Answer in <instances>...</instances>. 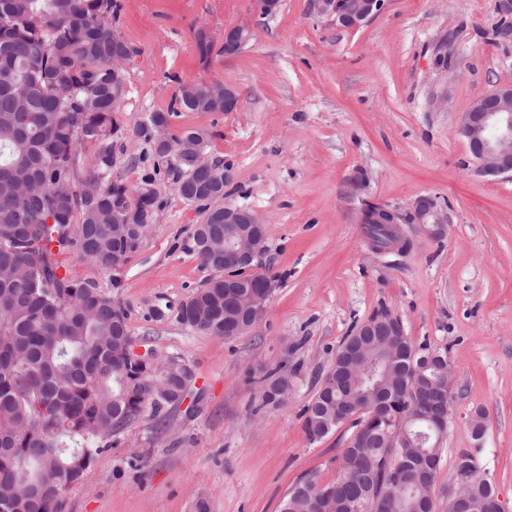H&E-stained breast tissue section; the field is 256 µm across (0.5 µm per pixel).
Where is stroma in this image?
I'll list each match as a JSON object with an SVG mask.
<instances>
[{"label": "stroma", "mask_w": 512, "mask_h": 512, "mask_svg": "<svg viewBox=\"0 0 512 512\" xmlns=\"http://www.w3.org/2000/svg\"><path fill=\"white\" fill-rule=\"evenodd\" d=\"M115 2L112 25L135 50L117 114L124 127L167 111L185 84L238 90L237 111L180 112L171 125L207 131L206 154L231 170L226 202L266 224L262 271L277 287L246 334L182 325L180 304L210 276L190 249L202 217L174 190L178 168L157 164L138 138L118 143L113 176L135 188L153 180L151 233L114 270L59 260L120 302L139 348L185 359L198 404L163 431L144 420L121 432L65 491L66 512H194L202 497L211 512H278L303 473L333 480L351 430L310 441L304 411L352 328L383 309L415 345L446 353L454 374L437 512H448V476L463 453L512 512V178L482 174L457 132L479 95L512 84L496 0H384L356 30L313 0H282L267 18L255 0ZM238 23L253 27L239 55L200 59L199 27L219 37ZM422 196L447 212L445 235L405 224L408 250L376 252L366 204L405 213ZM273 371L290 389L265 406L259 380ZM135 457L141 466H130Z\"/></svg>", "instance_id": "35a3bbf8"}]
</instances>
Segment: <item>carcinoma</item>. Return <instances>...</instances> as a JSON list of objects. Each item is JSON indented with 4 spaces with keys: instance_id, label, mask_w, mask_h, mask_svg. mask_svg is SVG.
Returning <instances> with one entry per match:
<instances>
[{
    "instance_id": "1",
    "label": "carcinoma",
    "mask_w": 512,
    "mask_h": 512,
    "mask_svg": "<svg viewBox=\"0 0 512 512\" xmlns=\"http://www.w3.org/2000/svg\"><path fill=\"white\" fill-rule=\"evenodd\" d=\"M114 0H0V512H63L64 491L80 482L112 437L144 418L167 427L192 383L170 389L191 371L177 355L145 361L128 316L92 280L59 272L55 252H69L110 271L136 252L155 223V192L112 176L115 147L125 129L114 114L126 95L112 70L115 56L135 53L116 36ZM219 84L182 87L166 112H153L134 133L155 159L173 163L155 137L173 112H212ZM177 194L202 215L209 244L191 236L192 252L211 271L182 303L177 318L194 330L232 339L254 324L224 331V309L248 311L266 292L267 276H246L224 287V211L205 202L224 198V162L175 182ZM403 369L401 387H448L449 365L422 368L407 336H394ZM386 378L384 363L369 364L351 385L324 379L305 410V430L318 441L349 425L338 474L314 472L289 489L281 512H425L440 468L424 475L419 453L442 459L446 435L425 417L401 415L403 400L376 411L369 393ZM261 380L265 404L276 387ZM401 447L392 452L388 438ZM468 467L464 512H503L475 458L461 456L449 476L456 486Z\"/></svg>"
}]
</instances>
